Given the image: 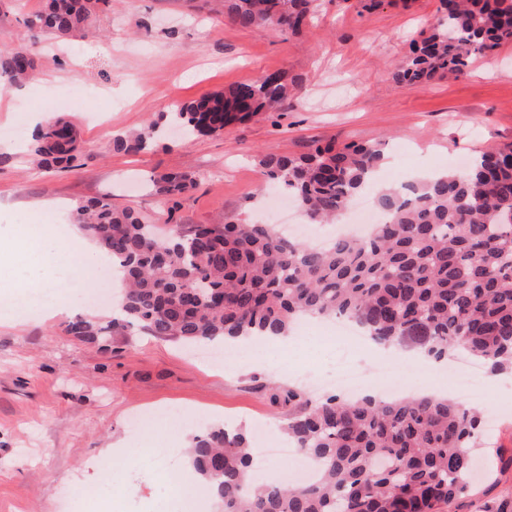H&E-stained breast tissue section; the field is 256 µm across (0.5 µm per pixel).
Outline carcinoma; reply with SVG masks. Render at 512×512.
<instances>
[{
    "instance_id": "obj_1",
    "label": "carcinoma",
    "mask_w": 512,
    "mask_h": 512,
    "mask_svg": "<svg viewBox=\"0 0 512 512\" xmlns=\"http://www.w3.org/2000/svg\"><path fill=\"white\" fill-rule=\"evenodd\" d=\"M314 0H223L241 29L297 34ZM445 16L419 32L392 72L397 86L458 77L476 54L512 44V0H442ZM107 0H44L27 21L31 40L0 45V88L26 81L42 35L77 41ZM288 100V82L268 73L178 104L170 125L219 135ZM117 136L112 149L137 154L161 135ZM74 124L58 118L35 133L36 166L74 169ZM383 159L378 143L328 144L302 156L263 155L260 173L286 188L313 224L336 220ZM182 173L160 178L165 197L189 192ZM381 191V223L364 239L341 237L320 248L242 220L197 224L170 234L131 208L104 199L77 204L75 220L124 276L123 315L106 323L79 317L65 332L104 345L131 328L165 340L226 342L280 336L306 316L345 315L383 345L410 341L434 360L462 351L495 373L512 371V146L408 186ZM284 408L280 429L309 461L296 484L259 483L245 432L215 426L192 440L195 471L223 512H446L467 495L479 412L453 398L312 399L282 385L268 389Z\"/></svg>"
}]
</instances>
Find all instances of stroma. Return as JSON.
I'll use <instances>...</instances> for the list:
<instances>
[{"label":"stroma","instance_id":"obj_1","mask_svg":"<svg viewBox=\"0 0 512 512\" xmlns=\"http://www.w3.org/2000/svg\"><path fill=\"white\" fill-rule=\"evenodd\" d=\"M301 33L245 30L222 13L220 0H110L89 19L95 37L81 45L44 40L24 85L0 91V129L22 124L19 140L0 139V212L28 209L53 233L65 235L75 205L100 198L158 216L163 224H224L259 217L256 159L301 155L314 144L380 142L384 159L376 190L417 174L457 168L491 147L512 145V44L478 56L459 78L421 87L390 80L407 38L435 22L441 0L402 8L383 0L372 11L361 0H317ZM41 0H0V45L28 38L26 18ZM277 71L294 87L283 109L227 127L223 134L154 140L137 154L114 152L125 132L161 124L174 105ZM93 94L74 101L76 89ZM72 121L82 143L80 167L38 170L27 155L34 116ZM187 173L195 187L168 198L155 185L168 173ZM86 284L67 282L59 298L68 313L48 316L40 302L16 308L0 326V512H75L70 493L96 486L95 512H174L171 477L191 483L198 512H222L187 462L180 441L209 427L268 425L281 441L276 407L262 386L293 382L304 371L335 373L350 353L367 373L380 365L364 349L296 328L288 349L245 355L209 367L205 347H186L139 329L113 336L108 349L66 335L77 317L110 316L111 304L83 302ZM470 404L495 418L472 472L470 494L448 512H481L512 499V393L483 388ZM156 412L154 431L164 450L129 422ZM125 440L134 462L112 465V445Z\"/></svg>","mask_w":512,"mask_h":512}]
</instances>
